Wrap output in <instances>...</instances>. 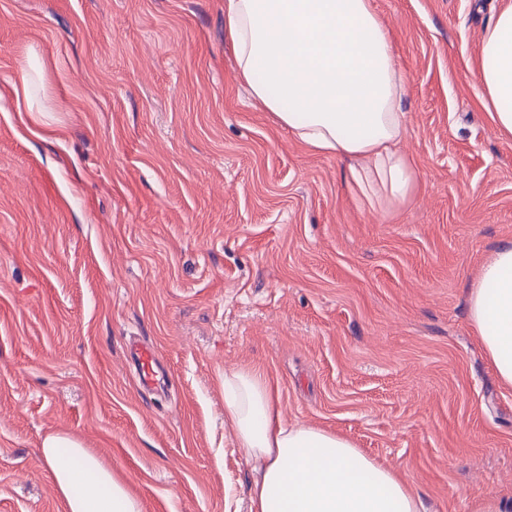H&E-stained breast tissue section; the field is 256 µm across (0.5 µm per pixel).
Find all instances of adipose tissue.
<instances>
[{
    "label": "adipose tissue",
    "mask_w": 512,
    "mask_h": 512,
    "mask_svg": "<svg viewBox=\"0 0 512 512\" xmlns=\"http://www.w3.org/2000/svg\"><path fill=\"white\" fill-rule=\"evenodd\" d=\"M238 77L264 111L316 153L347 164L356 200L376 209L414 195L418 172L398 147L404 79L372 0H224ZM496 129L512 137V0L486 27L476 74ZM468 318L498 380L512 387V240L470 283ZM259 367L224 374V422L252 464L249 512H424L416 491L339 434L284 424ZM41 455L65 512H143L127 480L71 436Z\"/></svg>",
    "instance_id": "adipose-tissue-1"
}]
</instances>
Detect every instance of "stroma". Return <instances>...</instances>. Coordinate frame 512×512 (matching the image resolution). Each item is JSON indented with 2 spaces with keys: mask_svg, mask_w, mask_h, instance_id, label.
<instances>
[{
  "mask_svg": "<svg viewBox=\"0 0 512 512\" xmlns=\"http://www.w3.org/2000/svg\"><path fill=\"white\" fill-rule=\"evenodd\" d=\"M372 3L419 172L374 210L343 161L252 105L224 0H0V512H64L53 433L144 512H248L222 387L244 365L285 423L350 439L429 512L512 498V389L467 312L512 239V137L474 78L502 0Z\"/></svg>",
  "mask_w": 512,
  "mask_h": 512,
  "instance_id": "obj_1",
  "label": "stroma"
}]
</instances>
